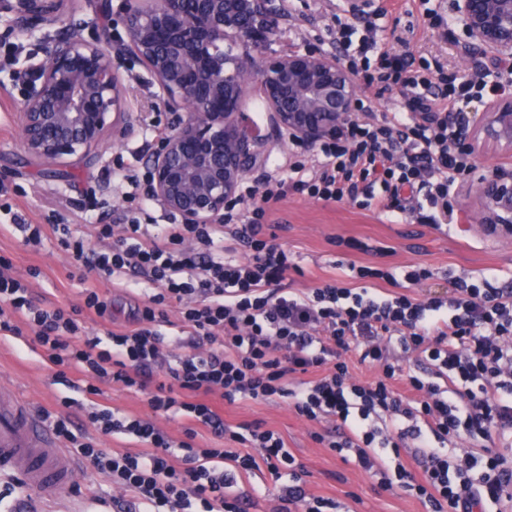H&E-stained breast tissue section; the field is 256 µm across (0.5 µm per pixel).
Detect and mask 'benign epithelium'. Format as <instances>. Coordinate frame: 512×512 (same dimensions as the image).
I'll use <instances>...</instances> for the list:
<instances>
[{"instance_id": "1", "label": "benign epithelium", "mask_w": 512, "mask_h": 512, "mask_svg": "<svg viewBox=\"0 0 512 512\" xmlns=\"http://www.w3.org/2000/svg\"><path fill=\"white\" fill-rule=\"evenodd\" d=\"M61 0H0L17 30L37 28ZM465 39L462 53L512 60V0H453ZM283 0H136L121 16L126 38L112 44V24L89 42L54 40L33 66L18 113L20 142L50 166L99 149L107 131L132 129L127 86L114 55L131 54L149 71L174 114L172 132L150 159V192L183 224H219L243 179L263 161L266 140L248 103L259 97L275 128L311 146L356 115L360 89L339 60L288 51L250 65L247 48L279 26ZM462 136L476 159L512 155V96L489 100L465 117ZM466 218L512 238V166L482 169L468 185Z\"/></svg>"}]
</instances>
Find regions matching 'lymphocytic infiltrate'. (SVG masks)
<instances>
[{
  "mask_svg": "<svg viewBox=\"0 0 512 512\" xmlns=\"http://www.w3.org/2000/svg\"><path fill=\"white\" fill-rule=\"evenodd\" d=\"M377 14L361 24L334 21L342 63L365 87L395 94L396 112L358 113L334 138L289 152L245 186L220 224H32L15 217L25 244L55 238L74 264L113 287L146 291L131 321L112 319V301L82 289L71 307L37 304L0 256V340L32 334L55 377L74 373L146 393L153 413L184 417L173 441L152 420L92 404L97 436L134 438L131 450L82 440L66 418L52 430L116 489L115 506L141 512H249L238 476L259 465L288 483L268 512H336L335 499L307 487L302 464L260 423L225 424L212 400L287 398L296 414L323 424L312 438L378 479L382 491L415 495L430 512H487L512 501V289L449 277L445 293L417 297L432 278L352 266L296 291L295 265L267 231L274 204L294 194L347 202L390 218L444 224L473 159L456 130L462 106L505 94L488 74L445 71L396 54L375 37ZM244 249L241 259L225 250ZM110 321L105 333L89 318ZM183 352L169 359L170 342ZM421 368H406L409 358ZM376 375L361 380L353 364ZM223 439L205 448L203 433Z\"/></svg>",
  "mask_w": 512,
  "mask_h": 512,
  "instance_id": "lymphocytic-infiltrate-1",
  "label": "lymphocytic infiltrate"
}]
</instances>
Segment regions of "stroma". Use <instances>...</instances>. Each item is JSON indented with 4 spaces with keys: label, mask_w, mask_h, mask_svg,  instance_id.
Returning <instances> with one entry per match:
<instances>
[{
    "label": "stroma",
    "mask_w": 512,
    "mask_h": 512,
    "mask_svg": "<svg viewBox=\"0 0 512 512\" xmlns=\"http://www.w3.org/2000/svg\"><path fill=\"white\" fill-rule=\"evenodd\" d=\"M338 0H286L291 15L262 47L252 53L253 66L264 57L288 50L329 52L333 37L332 16ZM100 0H65L61 10L31 32L15 31L9 13L0 12V44L20 43L27 52L13 63L0 64V87L9 95L0 98V255L9 258L15 274L27 280L39 303L76 304L84 284L111 293L112 313L118 321L131 318L138 297L114 291L109 280L91 277L82 281L67 251L55 239L38 247L25 245L21 233L10 230L12 212L24 214L35 224H55L68 219L79 224H120L127 205L114 197L107 181L113 168L133 165L148 174L149 151L142 147L144 125H168L161 89L148 71L134 58L120 62V72L129 87L128 108L140 114L142 125L117 143L105 144L90 157L64 167H47L23 150L18 132L16 101L22 92L17 83L20 72L33 63V54H46L53 39L61 33L75 34L93 41L99 36L104 19ZM376 7H387L379 21L383 46L399 53L439 61L448 70L471 69L463 58V33L458 22L447 31H426L418 25L419 0H375ZM322 15L317 38L307 34L314 15ZM269 222L279 242L288 243L300 271L288 282L292 288H309L329 278H348L350 264L376 265L399 272L409 265L423 264L433 271L428 285L442 292L449 275L488 278L497 287L512 286V239L494 237L476 224L465 222L462 211H455L452 223L433 227L413 221L391 223L377 214L348 204L316 202L291 195L275 206ZM10 381L34 409L61 412L60 400L72 397L82 402L96 400L122 412L144 416L149 412L144 395L118 386L100 384V393L89 396L60 384L53 372L41 364L26 346L0 344V378ZM214 405L226 424L259 421L278 433L287 448L307 471L308 488L336 498L341 512H427L422 502L398 491L382 492L377 480L346 461L336 452L321 447L312 438L315 425L299 418L279 399L255 403L248 400H215ZM79 495L61 492L48 496L44 512H113L107 501L111 485L93 467L76 462Z\"/></svg>",
    "instance_id": "1"
}]
</instances>
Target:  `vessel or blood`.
<instances>
[{
    "mask_svg": "<svg viewBox=\"0 0 512 512\" xmlns=\"http://www.w3.org/2000/svg\"><path fill=\"white\" fill-rule=\"evenodd\" d=\"M19 476L31 497L70 487L76 477L71 458L53 432L10 386L0 383V472Z\"/></svg>",
    "mask_w": 512,
    "mask_h": 512,
    "instance_id": "vessel-or-blood-1",
    "label": "vessel or blood"
}]
</instances>
